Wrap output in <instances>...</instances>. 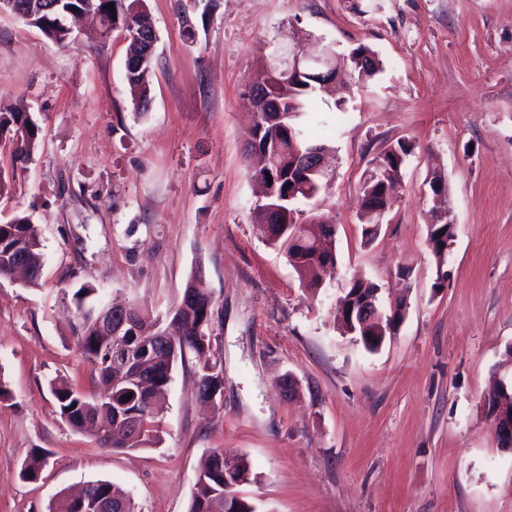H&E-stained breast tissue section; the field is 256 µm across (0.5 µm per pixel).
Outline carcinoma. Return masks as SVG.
Listing matches in <instances>:
<instances>
[{"label":"carcinoma","mask_w":512,"mask_h":512,"mask_svg":"<svg viewBox=\"0 0 512 512\" xmlns=\"http://www.w3.org/2000/svg\"><path fill=\"white\" fill-rule=\"evenodd\" d=\"M93 12L105 16L116 15L118 29L131 31L145 28L151 19L143 0H89ZM114 4L115 11L106 8ZM38 28L54 42L65 45L66 32L54 17H37ZM345 67L357 74L361 81L376 77L383 71L379 54L368 46L353 49ZM153 59H148L136 70L125 68L126 83L135 97L138 110L143 112L148 104ZM259 79L267 84L266 94L281 106L282 112L265 113L248 134L246 159L257 157L258 166L253 176L272 178L270 192L255 207L257 223L268 240L287 255L298 276L309 288L319 287L317 269L327 263H336L333 241L336 229L322 224L317 217L306 214L300 206L319 196L326 182L309 172L306 154L324 145L307 139L295 125L297 114L304 111L311 95L322 88L318 79L304 76L301 80L286 82L274 79L262 70ZM40 127L28 112L11 109L0 111V140L12 145L13 164L23 163L34 154L38 146ZM413 145L399 140L377 152L369 161L380 168L381 178L368 182L361 180L362 209L376 204L384 191L392 189L403 179L406 158L412 154ZM430 223L434 234L427 235L433 243L431 253L441 260L439 242L435 234L441 229H451L448 215L433 212ZM18 258L31 271L28 284L39 283L43 269L40 235L31 217L18 213L8 222L0 223V279L13 274L10 258ZM374 297L378 285L370 280L358 279L338 298L343 301L354 289ZM184 293H192L198 305L181 307L176 304L168 313V322L158 325L148 310L133 304L126 308V325L119 334L103 336L97 322V308L101 304L98 288L83 283L74 289L70 303L75 310L73 327L77 345L84 358L92 363L103 389L97 395L86 396L65 378L50 382L51 392L57 402L60 417L77 432H89L95 441L114 449L155 447L161 442L158 415L160 401L172 379L177 360L186 353L195 354L199 363L198 395L213 397L221 394L224 386L222 372L216 370L217 362L211 359V334L214 323L215 302L207 287L202 270L190 276ZM122 338L135 350L143 365L142 375L123 368L122 363L111 357V340ZM130 399H125V396ZM48 452L37 450L23 463L20 477L35 480L47 463ZM250 482V463L246 456L227 458L224 451L215 448L204 463L188 512H256L252 501L243 495L241 486Z\"/></svg>","instance_id":"1"}]
</instances>
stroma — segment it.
<instances>
[{"instance_id":"35a3bbf8","label":"stroma","mask_w":512,"mask_h":512,"mask_svg":"<svg viewBox=\"0 0 512 512\" xmlns=\"http://www.w3.org/2000/svg\"><path fill=\"white\" fill-rule=\"evenodd\" d=\"M145 5L158 35L146 112L124 78L120 32L100 50L82 36L63 47L0 13V105L40 126L23 165L0 145L12 176L0 222L30 214L44 253L37 286L0 280V512H47L93 481L128 493L136 512H188L215 448L247 456L242 490L258 512H512V449L483 412L490 390L512 387V0ZM296 40L311 53L365 44L384 63L372 80L315 93L296 120L338 158L313 204L336 227V266L317 289L256 224L260 188L244 163L242 95ZM399 140L414 146L403 185L367 244L359 181ZM434 166L455 226L439 260L426 244ZM198 268L216 302L222 396L201 403L189 354L173 369L158 446L115 450L71 430L50 381L95 384L65 291L87 281L162 319ZM358 275L383 303L408 304L373 353L335 318ZM287 374L299 383L291 398L278 389ZM37 448L48 463L22 479Z\"/></svg>"}]
</instances>
